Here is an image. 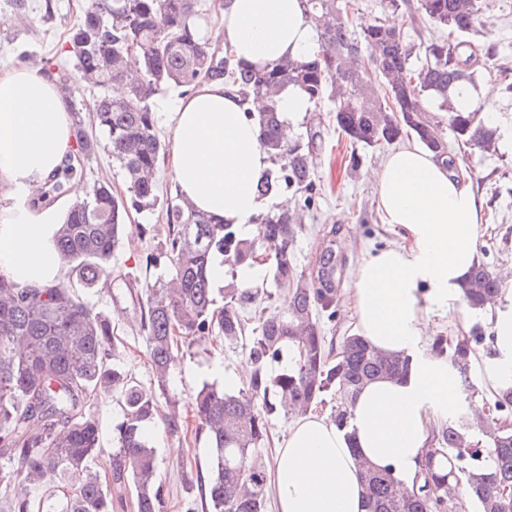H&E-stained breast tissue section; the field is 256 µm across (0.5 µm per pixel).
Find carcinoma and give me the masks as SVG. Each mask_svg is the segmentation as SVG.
Here are the masks:
<instances>
[{
	"instance_id": "1",
	"label": "carcinoma",
	"mask_w": 512,
	"mask_h": 512,
	"mask_svg": "<svg viewBox=\"0 0 512 512\" xmlns=\"http://www.w3.org/2000/svg\"><path fill=\"white\" fill-rule=\"evenodd\" d=\"M227 2L212 0L202 8L197 0H84L67 33L72 66L44 61L62 94L70 96L80 85L98 91L91 119L95 134H87L73 113L78 150L67 161V175L83 172L102 147L124 179L122 191L101 180L67 207L56 245L69 266V283L32 288L0 273V459L7 467L0 469V482L52 486L62 498L45 512H109L112 486L131 494L135 512H165L149 431L160 416L159 398L168 397L178 341L216 337L236 343L245 336L246 313L256 306L261 311L248 347L253 371L247 388L235 394L206 383L196 394L195 439H204L213 457L209 512H266L268 475L258 454L269 441L272 414L328 405L330 419L347 429L350 406L365 385L409 370V358L383 355L357 335L343 337L336 348L327 341L325 327L336 318L338 302L336 255L328 246L316 274L298 271L297 213L260 215L253 234L244 237L237 226L221 224L183 199H160L158 172L168 145L158 134L157 95L222 79L258 105L260 145L272 169L257 193L270 197L293 188L308 210L315 207V142L282 134L276 97L287 85L301 87L315 108L331 98L336 129L352 146L373 148L413 136L455 173L460 165L448 151V137L486 154L498 151L499 130L476 110H458L449 96L451 88L476 84L482 59L491 56L460 39L480 23L484 0H416V12L442 31L423 46L417 71L411 63L415 48L401 29L376 21L357 35L339 0H301L316 32L314 57L249 67L209 36ZM374 74L386 80V103L372 93ZM114 85L124 89L122 97H112ZM64 193L65 184L50 179L41 206L53 205ZM159 205L165 238L145 261L165 273L146 283L141 315L151 390L110 363L117 347L112 323L80 301L76 287L107 281L126 220ZM218 256L233 273L262 267L288 290V311L262 306L272 294L261 298L248 288H224V304L216 306L209 273ZM502 286L498 273L480 262L461 286L462 299L480 310ZM480 339L475 332H459L432 341L437 354H448L467 392L475 391L470 372ZM286 348L295 354L291 367L269 373L267 365L279 361ZM114 389L122 391L124 405L108 484L90 468L103 453L91 407ZM494 411L478 425L464 415L435 425L410 493L401 491L391 470L360 461L369 512H458L462 483L479 512H512V389L495 395ZM0 512H30L28 493L1 503Z\"/></svg>"
}]
</instances>
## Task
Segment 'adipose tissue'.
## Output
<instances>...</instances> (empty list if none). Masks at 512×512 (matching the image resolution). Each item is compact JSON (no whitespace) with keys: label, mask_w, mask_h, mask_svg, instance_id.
<instances>
[{"label":"adipose tissue","mask_w":512,"mask_h":512,"mask_svg":"<svg viewBox=\"0 0 512 512\" xmlns=\"http://www.w3.org/2000/svg\"><path fill=\"white\" fill-rule=\"evenodd\" d=\"M219 35L225 51L255 67L318 50L300 0H230ZM246 108L220 80L180 97L170 166L178 195L247 236L268 206L256 187L271 162ZM69 112L42 68L19 66L0 77V181L19 197L0 208V271L24 286L52 285L64 274L55 249L59 213L33 201L73 149ZM370 179L383 220L401 241L357 263L345 298L356 334L382 352L410 355L411 368L404 379L364 386L349 429L313 411L297 414L273 470L278 512H368L362 458L392 469L413 490L435 418L458 410L486 416L492 394L512 388V283L489 314L492 345L479 360L484 396L461 403L447 356L423 349L430 312L458 309L461 284L478 260L482 199L416 144L392 153Z\"/></svg>","instance_id":"ef3b65f1"}]
</instances>
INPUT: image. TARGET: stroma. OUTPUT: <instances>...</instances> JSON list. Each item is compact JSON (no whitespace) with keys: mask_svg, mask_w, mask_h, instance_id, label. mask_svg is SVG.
Returning a JSON list of instances; mask_svg holds the SVG:
<instances>
[{"mask_svg":"<svg viewBox=\"0 0 512 512\" xmlns=\"http://www.w3.org/2000/svg\"><path fill=\"white\" fill-rule=\"evenodd\" d=\"M83 0H30L25 21H17L7 0H0V75L19 66L21 56L62 60L61 44L75 21ZM497 37L486 41V29ZM470 41L482 48L496 47L498 53L481 74L484 81L500 84L504 74L512 75V0H487L480 28L471 32ZM318 127L322 144L313 153L314 173L319 195L316 206L299 232L294 247L300 271L310 272L324 247L336 251V285L344 287L356 264L367 254L398 242L397 232L383 224L375 204L370 174L387 155L385 149L338 145L334 123H318L307 113L298 132ZM454 155L464 158L470 168L463 178L485 201L484 223L478 247L479 259L495 270L512 266V144L501 143L500 152L486 156L478 150L453 146ZM334 238H327V231ZM353 243L352 253L341 251L342 241ZM159 240L140 239L137 232L126 235L112 258V275L107 283L92 289H79L81 300L93 311L106 315L118 340L114 364L121 366L143 387L152 383V368L147 338L140 327L139 297L146 281L156 275L146 272L140 257L159 248ZM248 342L209 347L183 342V357L169 389L175 400L181 424H194L193 402L203 383L228 384L230 392L245 387L246 377L237 376L248 361ZM158 459L157 477L166 499V512H207L202 479L211 473L212 458L204 442L193 434L170 433L166 421L152 429Z\"/></svg>","mask_w":512,"mask_h":512,"instance_id":"35a3bbf8","label":"stroma"}]
</instances>
